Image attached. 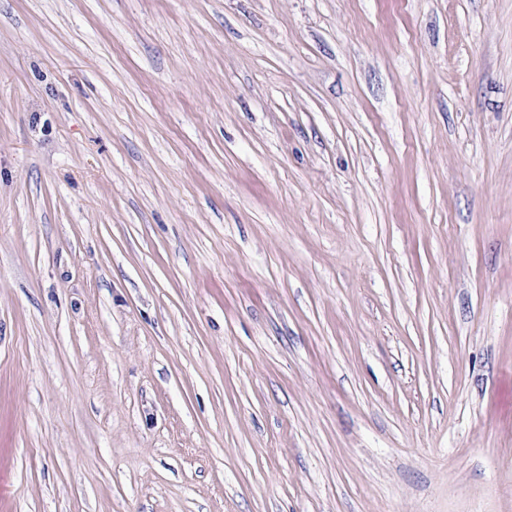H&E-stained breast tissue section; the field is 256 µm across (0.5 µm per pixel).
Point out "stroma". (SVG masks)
Here are the masks:
<instances>
[{
    "label": "stroma",
    "instance_id": "1",
    "mask_svg": "<svg viewBox=\"0 0 512 512\" xmlns=\"http://www.w3.org/2000/svg\"><path fill=\"white\" fill-rule=\"evenodd\" d=\"M0 512H512V0H0Z\"/></svg>",
    "mask_w": 512,
    "mask_h": 512
}]
</instances>
